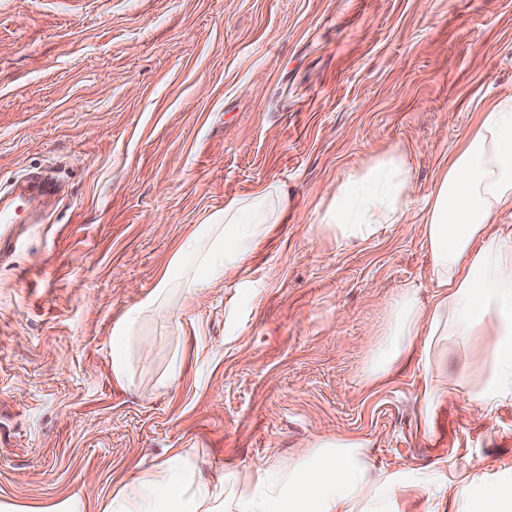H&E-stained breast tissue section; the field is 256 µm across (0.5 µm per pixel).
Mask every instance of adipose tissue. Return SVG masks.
I'll list each match as a JSON object with an SVG mask.
<instances>
[{"label":"adipose tissue","mask_w":512,"mask_h":512,"mask_svg":"<svg viewBox=\"0 0 512 512\" xmlns=\"http://www.w3.org/2000/svg\"><path fill=\"white\" fill-rule=\"evenodd\" d=\"M413 192L409 154L385 153L325 192L316 229L362 244L385 225L406 222ZM287 211L285 185L270 180L195 225L153 291L113 330L114 378L125 381L146 353L145 317L185 309L214 282L237 273ZM422 236L433 298L426 304L418 285L400 287L364 379H385L418 354L425 405L447 386L490 411L512 400V94L478 112L449 155L425 198ZM452 350L465 355L464 373L445 372ZM444 493L429 477L376 469L368 440L341 434L315 440L288 462L272 460L244 473L228 467L213 480L197 474L186 452L171 450L140 463L99 512H392L399 499L430 503Z\"/></svg>","instance_id":"obj_1"}]
</instances>
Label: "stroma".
<instances>
[{
  "label": "stroma",
  "mask_w": 512,
  "mask_h": 512,
  "mask_svg": "<svg viewBox=\"0 0 512 512\" xmlns=\"http://www.w3.org/2000/svg\"><path fill=\"white\" fill-rule=\"evenodd\" d=\"M506 93L512 0H0V188H59L0 248V499L98 512L172 448L211 477L336 434L387 472L512 487V401L480 418L447 390L424 414L415 356L362 378L399 286L430 302L423 200ZM395 149L408 222L352 247L319 234L326 189ZM268 180L282 224L238 275L146 317L149 353L116 382L115 325L193 225Z\"/></svg>",
  "instance_id": "stroma-1"
}]
</instances>
